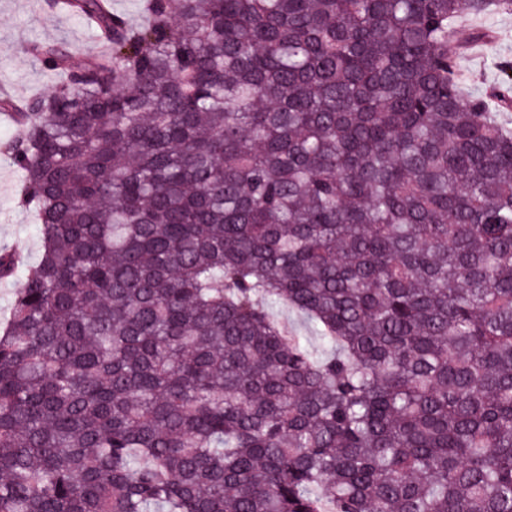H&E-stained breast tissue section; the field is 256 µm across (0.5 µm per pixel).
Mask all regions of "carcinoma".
Listing matches in <instances>:
<instances>
[{
	"instance_id": "1",
	"label": "carcinoma",
	"mask_w": 512,
	"mask_h": 512,
	"mask_svg": "<svg viewBox=\"0 0 512 512\" xmlns=\"http://www.w3.org/2000/svg\"><path fill=\"white\" fill-rule=\"evenodd\" d=\"M69 2L0 99V512H512V68L453 47L512 0ZM457 24L474 37L457 51L460 91L466 97L484 95L500 84L502 66L512 65V12H464ZM477 35L485 38L476 39ZM19 181L17 169L0 159V246H18L33 262L40 252V239L33 215L16 205ZM275 317L280 321L287 323L289 327L297 330L300 335L305 336L306 340L311 346L319 347L321 342L318 338L312 336L307 329V324L304 319L288 307L280 306L275 309Z\"/></svg>"
}]
</instances>
